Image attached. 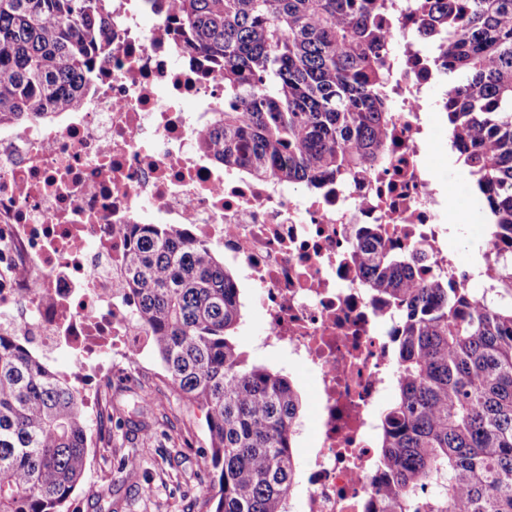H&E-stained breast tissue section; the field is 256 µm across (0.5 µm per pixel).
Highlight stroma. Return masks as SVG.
I'll return each mask as SVG.
<instances>
[{
    "instance_id": "stroma-1",
    "label": "stroma",
    "mask_w": 512,
    "mask_h": 512,
    "mask_svg": "<svg viewBox=\"0 0 512 512\" xmlns=\"http://www.w3.org/2000/svg\"><path fill=\"white\" fill-rule=\"evenodd\" d=\"M428 155L439 164L443 197L457 211L481 205V197L466 189L463 167L448 141L445 114H437L432 124ZM238 284L243 322L236 342L251 362L283 370L299 390L303 428L295 454L303 456L317 437L309 424L314 414L312 380L287 357L256 349L265 335L258 292L246 279ZM150 365V374L136 377L116 371L101 384L96 413L84 416L87 466L69 512H212L204 463L209 453L205 414L180 398L158 360Z\"/></svg>"
}]
</instances>
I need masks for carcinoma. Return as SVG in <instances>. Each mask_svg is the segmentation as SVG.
<instances>
[{"label":"carcinoma","mask_w":512,"mask_h":512,"mask_svg":"<svg viewBox=\"0 0 512 512\" xmlns=\"http://www.w3.org/2000/svg\"><path fill=\"white\" fill-rule=\"evenodd\" d=\"M165 2L170 32L224 81L203 133L217 160L312 188L387 161L388 0ZM409 2L437 74H463L441 111L502 260L477 296L450 276L411 278L398 243H356L365 287L401 326L378 512H512V0ZM111 26L112 0H0V124L73 110L112 55ZM133 229L124 287L171 384L205 412L214 512H291L301 395L238 349L236 278L175 227ZM83 405L0 336V512H65L87 464Z\"/></svg>","instance_id":"1"}]
</instances>
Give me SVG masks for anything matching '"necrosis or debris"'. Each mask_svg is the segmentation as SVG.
I'll return each mask as SVG.
<instances>
[{
	"label": "necrosis or debris",
	"mask_w": 512,
	"mask_h": 512,
	"mask_svg": "<svg viewBox=\"0 0 512 512\" xmlns=\"http://www.w3.org/2000/svg\"><path fill=\"white\" fill-rule=\"evenodd\" d=\"M150 11V0H112V55L78 108L0 127V336L46 366L70 354L62 380L96 400L113 370L137 373L150 355L121 286L132 227L174 225L260 288L268 347L313 378L304 512H366L378 503L374 437L395 319L364 288L354 244L378 224L409 246L413 279L474 277L448 269L446 209L425 160L435 74L408 33L416 18L393 0L385 20L397 33L388 162L306 189L214 161L202 130L224 109V82L166 24L144 28Z\"/></svg>",
	"instance_id": "1"
}]
</instances>
